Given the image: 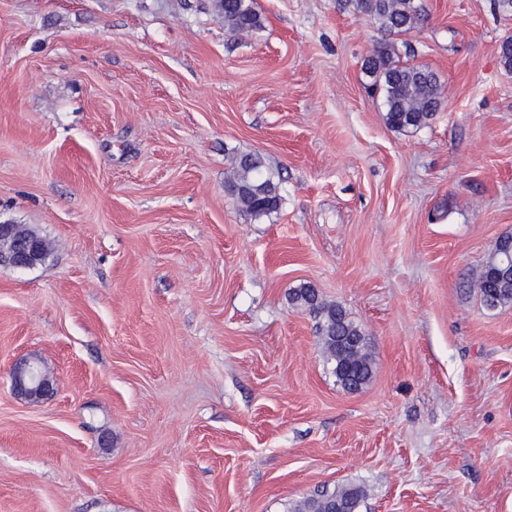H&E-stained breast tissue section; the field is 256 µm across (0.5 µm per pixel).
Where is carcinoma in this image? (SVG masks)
<instances>
[{
	"mask_svg": "<svg viewBox=\"0 0 512 512\" xmlns=\"http://www.w3.org/2000/svg\"><path fill=\"white\" fill-rule=\"evenodd\" d=\"M232 32L258 29L261 15L253 0H215ZM344 6L382 32L362 70L384 107L385 123L395 131L416 130L430 123L441 107L438 75L425 65L403 60L415 54L404 41L399 52L396 37L423 25L427 18L424 0H345ZM226 189L242 210L258 218L276 211L281 197L278 184L257 153H241L234 161ZM480 298L488 310L512 306V235L499 237L477 276ZM292 303L309 311L326 348L336 382L346 390L359 391L370 380L371 362L365 353L366 336L343 306L328 303L316 288L303 284L291 293ZM363 492L356 486L338 487L304 498L294 512H357Z\"/></svg>",
	"mask_w": 512,
	"mask_h": 512,
	"instance_id": "obj_1",
	"label": "carcinoma"
}]
</instances>
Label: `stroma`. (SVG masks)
<instances>
[{
    "instance_id": "35a3bbf8",
    "label": "stroma",
    "mask_w": 512,
    "mask_h": 512,
    "mask_svg": "<svg viewBox=\"0 0 512 512\" xmlns=\"http://www.w3.org/2000/svg\"><path fill=\"white\" fill-rule=\"evenodd\" d=\"M0 0V512H512V306L467 273L512 233V69L497 0H425L407 39L441 83L398 132L365 88L376 28L339 0ZM260 152L253 219L224 190ZM310 283L364 330L336 382ZM38 359L56 394L10 372ZM215 6L224 15V24L231 32L251 31L262 25L252 0H216ZM267 169L260 154L241 153L235 158L232 176L225 182L233 201L254 218L268 215L280 206L278 184ZM23 229L40 237L33 230ZM16 224H0V266L13 269H28L37 265L43 258L46 248L44 240L34 235L19 232ZM43 258V259H42ZM38 364L34 359H24L13 367L11 390L17 399L39 402L54 395V381L40 373ZM362 496L359 487H338L304 498L294 512H357Z\"/></svg>"
}]
</instances>
